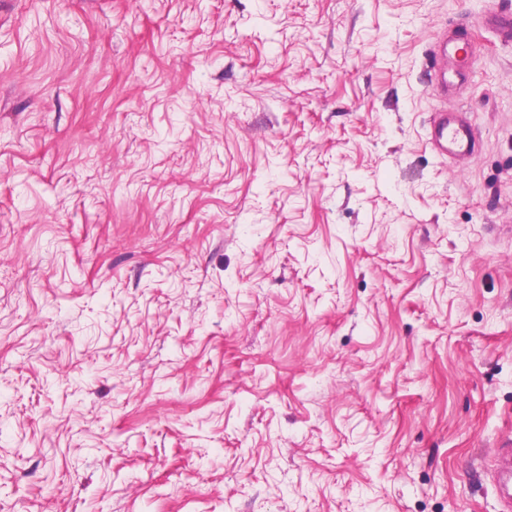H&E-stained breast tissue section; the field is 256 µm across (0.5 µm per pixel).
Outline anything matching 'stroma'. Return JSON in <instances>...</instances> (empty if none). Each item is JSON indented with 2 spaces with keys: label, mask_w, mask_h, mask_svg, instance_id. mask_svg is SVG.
<instances>
[{
  "label": "stroma",
  "mask_w": 512,
  "mask_h": 512,
  "mask_svg": "<svg viewBox=\"0 0 512 512\" xmlns=\"http://www.w3.org/2000/svg\"><path fill=\"white\" fill-rule=\"evenodd\" d=\"M494 14L0 0V512H498ZM442 110L472 154L432 149Z\"/></svg>",
  "instance_id": "35a3bbf8"
}]
</instances>
